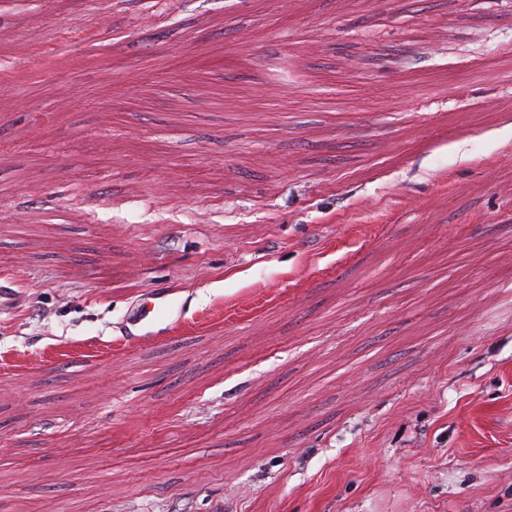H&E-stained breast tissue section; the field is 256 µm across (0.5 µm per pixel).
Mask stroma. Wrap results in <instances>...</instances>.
I'll list each match as a JSON object with an SVG mask.
<instances>
[{
    "instance_id": "35a3bbf8",
    "label": "stroma",
    "mask_w": 512,
    "mask_h": 512,
    "mask_svg": "<svg viewBox=\"0 0 512 512\" xmlns=\"http://www.w3.org/2000/svg\"><path fill=\"white\" fill-rule=\"evenodd\" d=\"M0 31V512H512V0Z\"/></svg>"
}]
</instances>
